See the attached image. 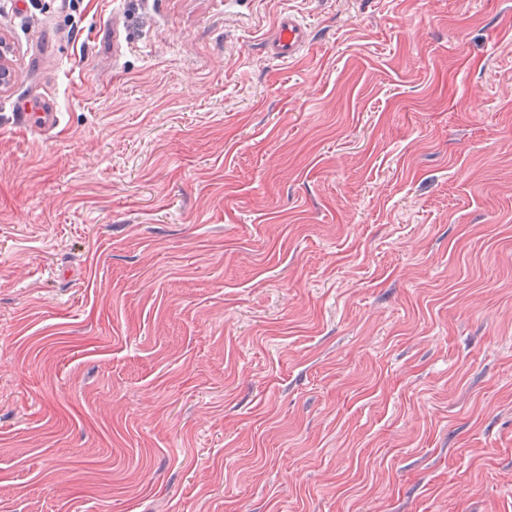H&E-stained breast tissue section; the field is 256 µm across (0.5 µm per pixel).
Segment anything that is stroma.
I'll return each instance as SVG.
<instances>
[{"mask_svg":"<svg viewBox=\"0 0 512 512\" xmlns=\"http://www.w3.org/2000/svg\"><path fill=\"white\" fill-rule=\"evenodd\" d=\"M0 36V512H512V0ZM311 42L308 24L292 13H281L265 43V52L271 59L287 62L302 55ZM28 108L30 112H27ZM17 109L23 112H15V116L31 128L48 129L54 127L58 121V112H55L54 103L50 100H43L38 105L24 101Z\"/></svg>","mask_w":512,"mask_h":512,"instance_id":"stroma-1","label":"stroma"}]
</instances>
